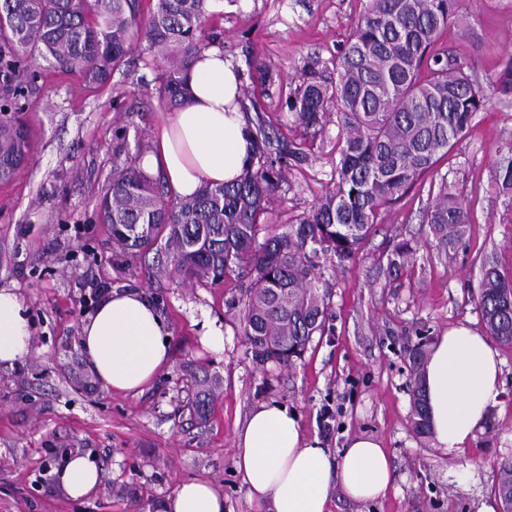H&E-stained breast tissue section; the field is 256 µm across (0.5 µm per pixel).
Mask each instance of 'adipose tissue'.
Here are the masks:
<instances>
[{
  "label": "adipose tissue",
  "mask_w": 512,
  "mask_h": 512,
  "mask_svg": "<svg viewBox=\"0 0 512 512\" xmlns=\"http://www.w3.org/2000/svg\"><path fill=\"white\" fill-rule=\"evenodd\" d=\"M190 98L172 112L141 162L161 173L177 198L203 185L230 183L254 156L243 112L241 77L216 47L205 49L190 74ZM25 309L9 288L0 289V367L11 368L30 351ZM81 347L95 376L112 392L137 393L168 366L170 332L154 304L138 289L109 291L81 327ZM502 360L492 338L467 323L451 327L430 346L423 370L430 438L455 457L484 426L502 390ZM234 470L257 512H331L342 489L356 503L386 496L391 457L381 439L358 434L333 452L307 436L296 413L275 402L252 408L234 440ZM70 498L96 488L100 471L89 455L71 453L53 469ZM164 512H224V496L202 480L178 486Z\"/></svg>",
  "instance_id": "ef3b65f1"
}]
</instances>
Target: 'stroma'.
I'll use <instances>...</instances> for the list:
<instances>
[{"label":"stroma","instance_id":"35a3bbf8","mask_svg":"<svg viewBox=\"0 0 512 512\" xmlns=\"http://www.w3.org/2000/svg\"><path fill=\"white\" fill-rule=\"evenodd\" d=\"M466 27L441 37L472 62L483 79L512 60V0H460ZM361 8V0H220L205 35L233 64L243 86L250 66L265 64V119L280 140L296 137L283 102L303 80L309 61L332 65ZM152 54L137 47L125 73L104 87L43 67L23 117L33 141L31 163L0 184V288L24 302L31 349L21 364L0 368V512H161L181 483L211 482L224 512H254L233 471V442L255 405L276 401L295 410L305 431L320 433L323 413L334 431L325 445L371 434L391 454L393 487L362 505L335 491L331 512H472L492 495L497 463L512 458V348L500 347L503 394L471 450L448 457L410 424L413 376L406 350L434 341L461 322L481 327L476 289L481 258L495 254L512 274V200L496 195L490 171L496 150L512 139V105L477 113L469 132L434 172L382 210L355 259L335 267L320 260L328 288L326 335L314 337L289 368L255 363L239 335V301L246 279L206 286L179 285L152 272L112 243L96 222L97 199L112 178L118 140L153 142L163 107L153 93ZM338 126L329 122L307 161L284 167L269 221L281 226L307 212L328 187L338 158ZM447 181L470 205V229L452 255L426 241L419 209L430 187ZM415 252L398 277L380 268L396 237ZM137 288L166 317L172 357L153 384L115 394L91 372L80 347L83 319L96 303L90 281ZM224 326V352L200 342L204 318ZM208 367L220 386L206 423L185 407L190 375ZM49 448L94 455L101 476L94 494L74 500L43 472Z\"/></svg>","mask_w":512,"mask_h":512}]
</instances>
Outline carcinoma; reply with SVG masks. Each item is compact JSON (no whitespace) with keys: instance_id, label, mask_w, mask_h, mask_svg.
<instances>
[{"instance_id":"carcinoma-1","label":"carcinoma","mask_w":512,"mask_h":512,"mask_svg":"<svg viewBox=\"0 0 512 512\" xmlns=\"http://www.w3.org/2000/svg\"><path fill=\"white\" fill-rule=\"evenodd\" d=\"M363 2L336 63H312L282 104L301 138L275 144L258 125L253 162L236 181L172 199L162 175L141 166L147 143L137 140L132 154L126 132L115 134L125 159L113 164L112 182L96 203L98 220L109 225L115 245L135 256L165 240L153 265L182 282L249 278L239 328L262 365L291 367L313 337L325 335L330 297L318 287L317 260L337 267L352 261L381 209L454 149L476 113L493 98L512 102V63L485 84L472 63L440 43L448 25L463 22L459 0ZM209 7L210 0H153L145 15L141 0H0L3 178L30 157L22 101L42 63L101 86L144 41L157 54L156 97L175 111L188 99L191 66L207 46L203 22ZM333 117L340 136L331 187L295 223L259 237L283 175L272 155L304 160ZM490 180L497 194L512 199V141L497 149ZM421 223L428 227V243L446 254L464 238L470 208L448 192L446 178L428 198ZM413 251L410 241H398L387 257V273H399ZM477 308L486 333L511 345L512 276L493 254L481 260ZM426 355L424 341L408 352L414 374L411 425L420 437L429 435L422 382ZM193 381L196 392L187 406L203 422L219 378L204 372ZM494 493L501 500L512 495L511 458L498 462Z\"/></svg>"}]
</instances>
